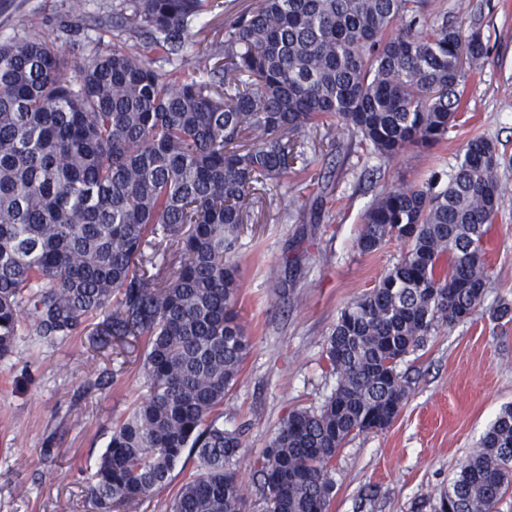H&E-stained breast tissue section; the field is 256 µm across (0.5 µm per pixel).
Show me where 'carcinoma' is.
<instances>
[{
    "instance_id": "carcinoma-1",
    "label": "carcinoma",
    "mask_w": 512,
    "mask_h": 512,
    "mask_svg": "<svg viewBox=\"0 0 512 512\" xmlns=\"http://www.w3.org/2000/svg\"><path fill=\"white\" fill-rule=\"evenodd\" d=\"M430 6L259 0L199 56V78L153 57L183 53L215 0H126L112 25L143 34L140 51L73 61L37 34L0 42V356L24 310L42 339L102 315L106 336L144 344L147 394L112 426L90 487L96 512H138L186 451L196 471L170 512H245L241 434L218 423L250 346L232 250L253 196L306 163V130L346 128L387 160L448 139L463 63L487 48ZM499 161L493 140L475 136L444 187H386L366 211L361 253L402 231L408 249L337 317L332 394L290 414L255 460L263 512H329L336 455L404 404L398 364L478 311ZM511 488L510 404L433 512H497Z\"/></svg>"
}]
</instances>
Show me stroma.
<instances>
[{"mask_svg":"<svg viewBox=\"0 0 512 512\" xmlns=\"http://www.w3.org/2000/svg\"><path fill=\"white\" fill-rule=\"evenodd\" d=\"M0 0V40L44 36L70 59L142 44L112 28L122 0ZM449 24L479 32L487 54L465 67L461 118L447 142L386 160L343 128L328 147L324 130L304 135L310 164L282 177L249 211L233 253L239 308L252 337L242 371L224 400V427L242 435L236 464L247 512H259L253 462L295 410L317 408L336 379L324 349L340 311L368 293L403 253L390 241L363 254L362 216L383 188L419 186L453 173L466 142L483 135L501 155L499 213L484 239L491 274L479 311L439 327L398 370L407 397L394 422L362 433L332 463L330 512H432L460 464L479 449L500 409L512 403V321L491 316L512 303V0H433ZM257 0H222L189 30L172 61L194 74L197 55L223 41L224 25ZM99 317L81 335L46 341L19 336L0 358V512H92L89 488L112 425L145 396L141 346L96 344Z\"/></svg>","mask_w":512,"mask_h":512,"instance_id":"1","label":"stroma"}]
</instances>
